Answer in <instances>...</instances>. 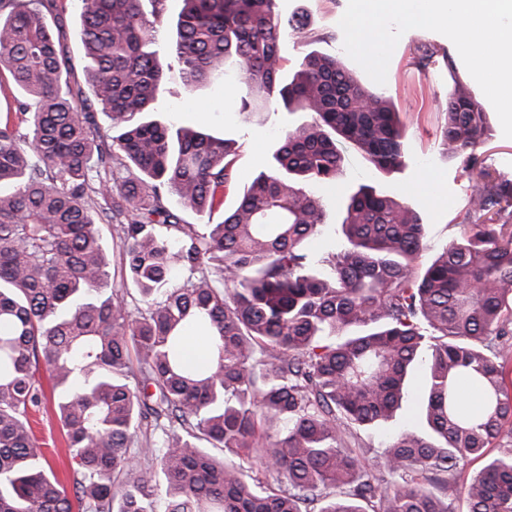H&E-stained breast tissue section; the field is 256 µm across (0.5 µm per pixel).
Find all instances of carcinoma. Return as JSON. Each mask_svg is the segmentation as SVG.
I'll return each instance as SVG.
<instances>
[{"label": "carcinoma", "instance_id": "1", "mask_svg": "<svg viewBox=\"0 0 512 512\" xmlns=\"http://www.w3.org/2000/svg\"><path fill=\"white\" fill-rule=\"evenodd\" d=\"M141 2L82 0L88 98L49 22L54 0H0V74L23 97L0 120V512H460L430 487L448 491L470 458L482 468L453 488L465 512H512V182L485 175L460 237L422 267L416 212L362 185L347 246L313 255L325 212L296 180H335L344 145L400 171L399 113L318 50L285 71L281 37L307 22L276 0H183L172 51L186 84L227 76L242 112L275 98L311 114L221 223L189 224L166 197L200 217L224 206L232 145L136 119L163 75ZM94 104L119 136L101 134ZM488 131L474 94L448 87L444 151ZM102 223L141 297L135 315L107 289ZM192 328L207 336L203 364L184 357ZM418 360L431 433L394 437L385 479L343 434L392 417ZM44 373L74 501L29 419ZM149 419L162 440L130 454Z\"/></svg>", "mask_w": 512, "mask_h": 512}]
</instances>
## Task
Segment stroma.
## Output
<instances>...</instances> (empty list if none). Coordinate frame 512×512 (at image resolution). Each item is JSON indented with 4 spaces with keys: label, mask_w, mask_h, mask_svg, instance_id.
Wrapping results in <instances>:
<instances>
[{
    "label": "stroma",
    "mask_w": 512,
    "mask_h": 512,
    "mask_svg": "<svg viewBox=\"0 0 512 512\" xmlns=\"http://www.w3.org/2000/svg\"><path fill=\"white\" fill-rule=\"evenodd\" d=\"M347 6L348 0H277V10L282 16L307 15L309 32L320 37L317 50L336 56L355 72L363 85L383 95L399 112L405 142L404 167L398 173L385 175L371 169L358 153L348 149L335 183H304V190L320 199L326 213L320 233L309 241L308 248L318 255L346 246L339 216L348 194L365 184L390 193L418 213L425 233L423 255L429 258L460 236L463 224L468 221L469 199L482 185L484 171L512 179V138L504 137L500 121L495 118L491 121L490 136L474 149L478 158L476 166L466 167L463 156L446 154L440 146V130L449 85L458 81L469 85L472 92L480 90L454 44L433 31L405 32L391 56L385 84H376L343 49L339 21ZM181 8V0H165V9L155 25L157 41L164 49L163 79L149 117L172 129L194 128L217 139L235 141V187L226 191L223 209L210 218L211 223L218 224L223 221L225 210L234 206L240 189L264 171L268 155L288 127L308 121L310 115L288 114L276 102L266 112L241 111L238 96L224 93L218 81L187 88L176 58L166 52L175 38ZM81 12V0H56L53 10L62 20L59 36L74 63L70 81L83 88L87 77L82 62ZM32 420L37 441L53 472L67 495H74L68 447L53 404H43L39 411L33 412ZM401 432L416 436L429 432L422 394L414 378L409 380L392 418L361 430L358 449L361 462L372 469H382V443Z\"/></svg>",
    "instance_id": "obj_1"
}]
</instances>
